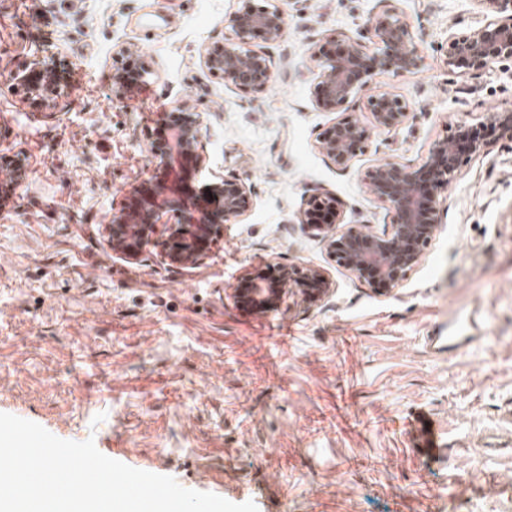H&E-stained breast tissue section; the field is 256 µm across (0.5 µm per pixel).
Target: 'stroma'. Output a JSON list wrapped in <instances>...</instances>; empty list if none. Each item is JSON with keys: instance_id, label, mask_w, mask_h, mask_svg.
<instances>
[{"instance_id": "stroma-1", "label": "stroma", "mask_w": 512, "mask_h": 512, "mask_svg": "<svg viewBox=\"0 0 512 512\" xmlns=\"http://www.w3.org/2000/svg\"><path fill=\"white\" fill-rule=\"evenodd\" d=\"M276 2L284 39L254 38L275 81L246 93L204 62L231 41L239 0H0V152L27 166L0 209V412L258 512H512V143L467 161L392 294L295 223L330 192L348 221L388 229L364 171L420 165L452 125L512 109V59L449 71V33L486 22L476 0ZM383 14L409 25L419 70L378 76L343 109L369 121V93L390 91L411 118L371 130L341 170L316 148L337 114L315 102L312 55ZM124 49L149 67L134 98L112 91ZM37 51L80 77L44 105L9 80ZM178 102L202 115L209 169L249 184L252 208L199 267H169L156 247L126 263L101 226L148 178L157 115ZM273 255L324 267L333 296L245 310L234 288ZM470 312L478 342L434 353L432 328ZM474 464L477 481L463 476Z\"/></svg>"}]
</instances>
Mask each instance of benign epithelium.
<instances>
[{
    "label": "benign epithelium",
    "mask_w": 512,
    "mask_h": 512,
    "mask_svg": "<svg viewBox=\"0 0 512 512\" xmlns=\"http://www.w3.org/2000/svg\"><path fill=\"white\" fill-rule=\"evenodd\" d=\"M232 19L236 43L215 44L205 51L208 69L245 92H262L273 81L269 61L263 51L251 48L258 34L270 42L284 35L283 14L271 4L241 0ZM501 19L476 27L468 33L448 35V66L465 75L482 71L503 59H512V0H487ZM374 51L350 39L341 51L327 56L314 52L319 81L313 95L325 110H337L352 96L370 88L375 77L391 70L413 74L420 65L418 45L408 24L401 18L378 17L372 21ZM128 59L112 73L113 92L132 94L146 69L137 55L125 51ZM57 65L35 59L11 75L30 95L54 99L65 93L56 80ZM371 125L359 121L352 112H343L317 140L316 148L336 167L347 168L367 147L370 128L395 131L405 125L411 112L398 95L383 91L369 96ZM499 128L498 139L512 142V111L489 112L477 125H458L439 139L426 161L410 167L397 160L380 161L364 176L367 192L388 204L392 224L388 231L372 232L364 225L346 222L345 204L328 194L309 198L296 221L312 238L319 240L337 265L351 271L374 290L390 294L404 286L418 267L438 229L437 199L448 192L469 158L488 152L492 142L467 137L485 126ZM200 113L183 105L176 112H162L156 134L166 147L153 152V168L148 192L134 190L130 205L112 212L102 231L118 258L138 263L151 246H159L173 268H194L204 262L212 248L224 238V224L246 215L252 207V191L233 176L213 173L203 181L205 158L199 152ZM25 162L18 156L0 153V207L9 202L25 178ZM430 191L418 192L421 180ZM277 269L273 279L249 273V287L234 289L235 299L247 295V308L258 314L278 310L291 295H299L316 306L333 294L336 284L327 270L314 264L284 263L273 257L264 263Z\"/></svg>",
    "instance_id": "benign-epithelium-1"
}]
</instances>
